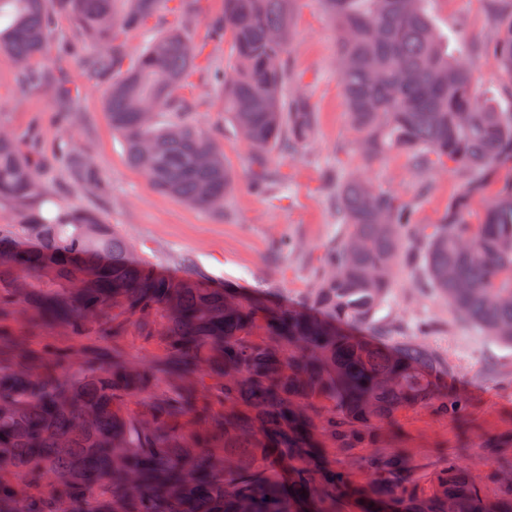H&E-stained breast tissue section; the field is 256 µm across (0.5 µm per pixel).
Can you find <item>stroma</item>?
I'll return each mask as SVG.
<instances>
[{
    "mask_svg": "<svg viewBox=\"0 0 512 512\" xmlns=\"http://www.w3.org/2000/svg\"><path fill=\"white\" fill-rule=\"evenodd\" d=\"M223 9L224 0H197L188 30L190 43L205 48L211 65L217 67L228 58L223 45L210 42L209 21ZM429 12L438 31L462 35L468 44L477 88L498 111L512 112V84L499 79L494 60L484 51L495 36L492 0H430ZM291 59L293 86L310 97L316 129L295 157L273 156L271 168L278 182L264 195L246 186L252 153L224 124L223 87L202 79L196 82V123L223 144L237 176L220 212L191 207L158 191L129 166L107 112L109 87L88 82L79 58L65 63L74 94L62 103L55 94L54 76H47L39 87L23 89L16 61L0 50V131L36 138L47 151L62 141L93 162L111 184L108 197L96 198L67 184L59 171L52 176L53 184L65 187L64 201L93 209L119 225L134 259L150 262L165 276L203 277L240 294L301 308L307 304L320 257L339 232L333 176L358 170L404 199L414 196L421 181H428L431 190L417 219L435 224L466 175L447 170L423 176L398 154L370 164L364 161L336 78V30L320 0L298 4ZM65 110L73 113L66 124L61 121ZM422 268L421 260L409 263L395 299L380 316L403 335L421 337L447 361L451 373L445 381L467 400L468 417L462 424L424 406L406 410L398 418L393 445L408 452L424 480L443 459L456 458L494 498L502 491V476L512 475V447L487 446L493 436L512 438V348L480 335L442 302L421 292L416 282ZM4 325L39 353L68 350L78 356L91 347L116 345L134 363L153 361L164 353L158 337H79L62 325L32 323L21 313Z\"/></svg>",
    "mask_w": 512,
    "mask_h": 512,
    "instance_id": "1",
    "label": "stroma"
}]
</instances>
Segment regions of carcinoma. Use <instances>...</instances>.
Returning a JSON list of instances; mask_svg holds the SVG:
<instances>
[{"mask_svg":"<svg viewBox=\"0 0 512 512\" xmlns=\"http://www.w3.org/2000/svg\"><path fill=\"white\" fill-rule=\"evenodd\" d=\"M180 22L135 57L125 38L169 3ZM187 0H0V49L42 83L54 10L73 26L63 47L85 75L111 80L108 112L130 166L158 190L203 210L224 204L235 175L224 147L193 112L202 52L186 37ZM299 0H224L209 39L228 64L224 122L247 132L251 185L269 190L271 154L313 137L308 96L288 94ZM427 0H321L336 28V78L363 158L405 156L421 173L468 178L437 224L414 220L411 200L360 174L336 183L339 234L303 309L167 278L131 257L98 214L60 201L38 172L61 168L107 196L83 155L51 157L0 133V204L13 206L26 241L0 231V319L21 309L73 335L134 332L163 338L153 366L114 349L72 369L73 356L32 355L0 330V512H512L450 458L420 489L409 454L390 448L397 416L426 405L462 417L441 382L448 363L377 320L400 257L424 249L426 287L462 321L512 346V112L485 101L473 62L448 51ZM488 46L512 83V0H499ZM171 390L155 394L159 378ZM152 395L138 413L129 403ZM373 448L365 476L333 466L327 449Z\"/></svg>","mask_w":512,"mask_h":512,"instance_id":"cac0c4a2","label":"carcinoma"}]
</instances>
